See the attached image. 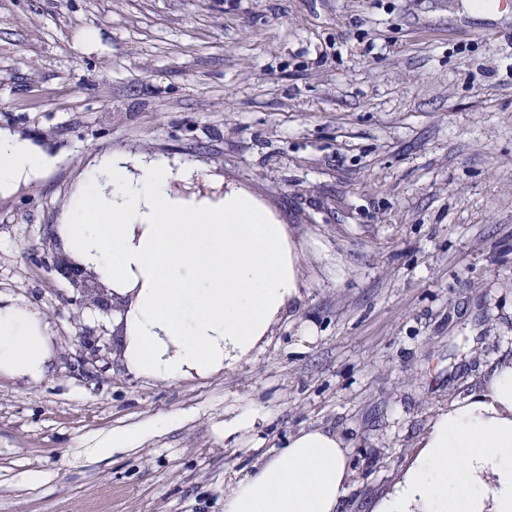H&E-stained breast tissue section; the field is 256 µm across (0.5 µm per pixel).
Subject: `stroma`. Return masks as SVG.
<instances>
[{"mask_svg": "<svg viewBox=\"0 0 512 512\" xmlns=\"http://www.w3.org/2000/svg\"><path fill=\"white\" fill-rule=\"evenodd\" d=\"M0 128L53 160L0 193V296L43 313L54 365L0 375V512H224L315 427L351 449L340 512H370L436 412L512 362V0H0ZM104 152L194 163L176 193L287 224L300 299L252 360L132 375L118 318L35 263L70 255L53 240ZM84 330L107 343L86 373ZM117 428L144 440L113 448ZM259 418L258 413L254 411H245L234 416L231 420L224 423L225 438L252 430Z\"/></svg>", "mask_w": 512, "mask_h": 512, "instance_id": "1", "label": "stroma"}]
</instances>
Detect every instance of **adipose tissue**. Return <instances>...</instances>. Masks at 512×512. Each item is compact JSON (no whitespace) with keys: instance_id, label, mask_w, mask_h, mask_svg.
Here are the masks:
<instances>
[{"instance_id":"1","label":"adipose tissue","mask_w":512,"mask_h":512,"mask_svg":"<svg viewBox=\"0 0 512 512\" xmlns=\"http://www.w3.org/2000/svg\"><path fill=\"white\" fill-rule=\"evenodd\" d=\"M50 158L0 129V191L39 175ZM201 168L164 158L100 157L73 196L67 236L123 301L121 362L165 382L250 360L299 297L301 268L286 225L254 198L183 196L171 184ZM39 311L0 303V372L53 373ZM347 445L324 428L300 431L224 491V512H337ZM372 512H512V363L480 394L440 410L393 491Z\"/></svg>"}]
</instances>
